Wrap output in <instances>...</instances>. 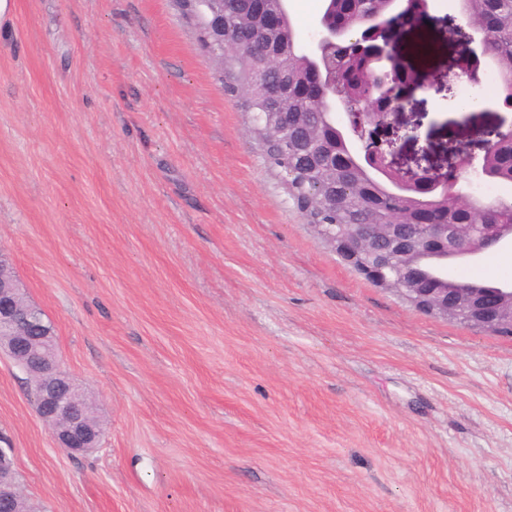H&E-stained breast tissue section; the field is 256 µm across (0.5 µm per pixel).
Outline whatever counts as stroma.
I'll list each match as a JSON object with an SVG mask.
<instances>
[{"label": "stroma", "instance_id": "stroma-1", "mask_svg": "<svg viewBox=\"0 0 512 512\" xmlns=\"http://www.w3.org/2000/svg\"><path fill=\"white\" fill-rule=\"evenodd\" d=\"M428 12L448 40L421 25L410 61L443 83L472 30L459 0ZM491 74L412 91L441 168L496 139ZM0 250L104 426L67 455L0 357V448L34 512H512V336L327 247L175 0L0 16ZM451 270L510 283L512 243Z\"/></svg>", "mask_w": 512, "mask_h": 512}]
</instances>
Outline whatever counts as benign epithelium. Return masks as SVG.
<instances>
[{"label":"benign epithelium","mask_w":512,"mask_h":512,"mask_svg":"<svg viewBox=\"0 0 512 512\" xmlns=\"http://www.w3.org/2000/svg\"><path fill=\"white\" fill-rule=\"evenodd\" d=\"M407 0H381L367 9V0H325L318 30L309 46L308 70L293 78L282 61L296 54L298 39L289 20L288 0H278L273 10L261 9L250 17H233L229 23L246 29L248 61L246 78L270 106L267 128L277 137L281 153L296 149L288 134L306 128L302 112L282 107L288 84L301 82L303 98L318 104L321 120L339 112L353 122L332 127L345 151L346 172L356 173L378 186L388 187L387 197L402 203L416 202L411 224H343L333 231L326 224L310 228L357 274L373 285L386 288L417 310L447 321L498 334L512 330L511 288H445L421 268L430 255L448 258V232L462 243L461 257L478 258L501 244L512 242V225L496 220L498 205L472 200L458 189L459 175L470 171L491 178L492 153L504 138L512 140V128L498 132L497 140L476 156L467 149L455 154L456 174H442L431 163V145L421 149L416 168L397 163L401 141H417V129L402 124L409 97L406 89L438 90L434 79L414 77L405 46L390 24V15L401 12ZM461 15L481 35L480 53L469 51L470 66L448 77L450 92L460 77L474 80L472 69L484 57L501 71L503 61L491 50L502 34L493 2L473 14L471 0H464ZM476 215L475 224H451L452 209ZM386 245V266L375 267L362 257ZM25 289L16 280L12 259L0 250V353L6 354L29 380V397L39 418L52 431L58 447L72 456L98 450L103 429L93 424L96 400L60 364L52 323L24 301ZM13 455L0 448V512H17L25 498L16 479Z\"/></svg>","instance_id":"obj_1"}]
</instances>
